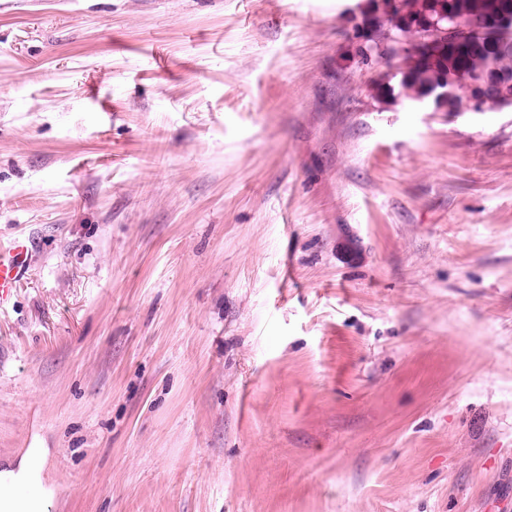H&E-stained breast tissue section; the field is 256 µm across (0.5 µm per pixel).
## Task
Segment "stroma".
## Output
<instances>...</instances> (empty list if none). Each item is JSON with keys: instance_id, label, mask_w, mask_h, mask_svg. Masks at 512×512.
Masks as SVG:
<instances>
[{"instance_id": "obj_1", "label": "stroma", "mask_w": 512, "mask_h": 512, "mask_svg": "<svg viewBox=\"0 0 512 512\" xmlns=\"http://www.w3.org/2000/svg\"><path fill=\"white\" fill-rule=\"evenodd\" d=\"M364 2L0 0L51 512H512V108L375 98Z\"/></svg>"}]
</instances>
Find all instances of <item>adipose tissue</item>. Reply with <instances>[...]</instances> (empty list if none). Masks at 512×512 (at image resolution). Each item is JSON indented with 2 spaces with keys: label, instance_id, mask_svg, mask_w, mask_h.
I'll return each instance as SVG.
<instances>
[{
  "label": "adipose tissue",
  "instance_id": "adipose-tissue-1",
  "mask_svg": "<svg viewBox=\"0 0 512 512\" xmlns=\"http://www.w3.org/2000/svg\"><path fill=\"white\" fill-rule=\"evenodd\" d=\"M47 448H27L0 456V512H49L59 487L53 479Z\"/></svg>",
  "mask_w": 512,
  "mask_h": 512
}]
</instances>
